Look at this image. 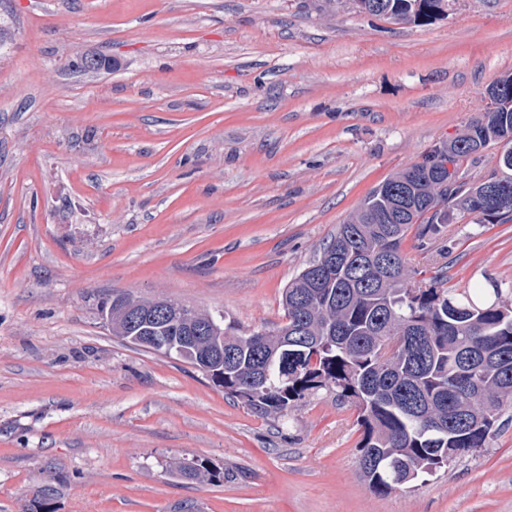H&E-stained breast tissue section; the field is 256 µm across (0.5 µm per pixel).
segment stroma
Masks as SVG:
<instances>
[{"label":"stroma","instance_id":"35a3bbf8","mask_svg":"<svg viewBox=\"0 0 512 512\" xmlns=\"http://www.w3.org/2000/svg\"><path fill=\"white\" fill-rule=\"evenodd\" d=\"M0 512H512V407L488 447L386 496L350 404L273 420L113 336L131 294L284 323L281 295L367 193L481 112L512 71V0L415 24L354 0H0ZM85 52L116 60L89 75ZM404 250L512 290V222ZM175 459L220 482L169 473Z\"/></svg>","mask_w":512,"mask_h":512}]
</instances>
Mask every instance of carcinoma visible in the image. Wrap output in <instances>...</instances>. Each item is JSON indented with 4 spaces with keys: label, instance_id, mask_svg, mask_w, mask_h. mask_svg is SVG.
<instances>
[{
    "label": "carcinoma",
    "instance_id": "cac0c4a2",
    "mask_svg": "<svg viewBox=\"0 0 512 512\" xmlns=\"http://www.w3.org/2000/svg\"><path fill=\"white\" fill-rule=\"evenodd\" d=\"M360 11L397 23H419L444 11V0H356ZM479 117L383 182L282 294L286 323L244 332L221 316L210 334L185 343L190 326L167 300L112 297V334L136 346L164 336L169 356L194 367L201 352L209 380L254 412L273 419L291 402L324 390L358 412V467L368 488L385 496L488 446L501 412L512 406V302L489 287H446L443 263L428 279L403 253L418 239L447 232L456 215L477 224L512 221V72L495 79ZM501 145L496 168L473 180L460 163ZM498 182L508 204L486 193ZM169 471L219 482L224 473L175 460ZM54 486L42 487L24 512L47 508Z\"/></svg>",
    "mask_w": 512,
    "mask_h": 512
}]
</instances>
